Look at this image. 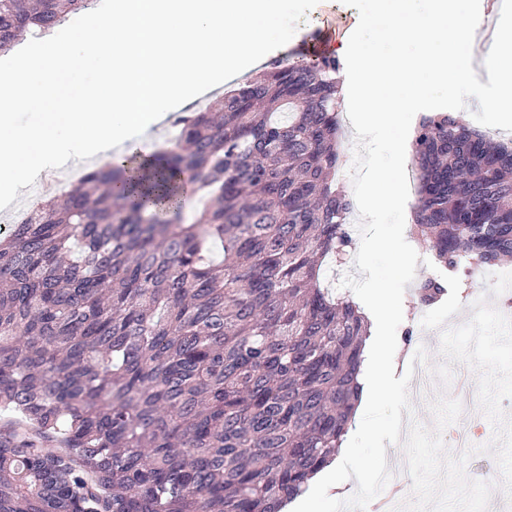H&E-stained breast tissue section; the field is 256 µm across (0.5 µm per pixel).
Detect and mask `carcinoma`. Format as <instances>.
Here are the masks:
<instances>
[{"label": "carcinoma", "mask_w": 512, "mask_h": 512, "mask_svg": "<svg viewBox=\"0 0 512 512\" xmlns=\"http://www.w3.org/2000/svg\"><path fill=\"white\" fill-rule=\"evenodd\" d=\"M90 4L0 0V50ZM339 69L271 63L0 238V412L24 418L0 422V512H282L336 457L367 335L325 280L352 243ZM411 161L439 266L512 259L511 145L434 112ZM184 174L206 194L187 216Z\"/></svg>", "instance_id": "1"}]
</instances>
